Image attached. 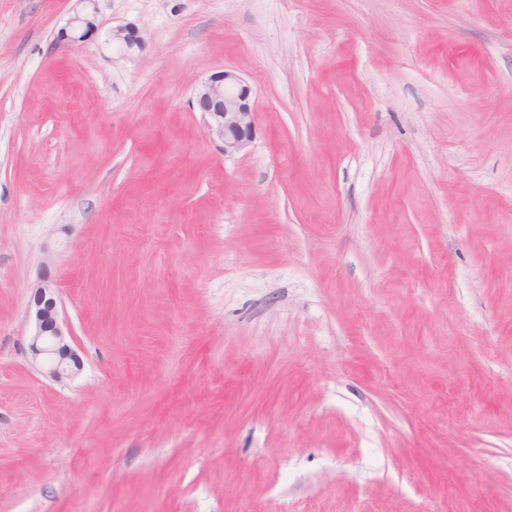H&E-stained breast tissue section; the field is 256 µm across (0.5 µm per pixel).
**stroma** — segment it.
<instances>
[{
	"instance_id": "1",
	"label": "stroma",
	"mask_w": 512,
	"mask_h": 512,
	"mask_svg": "<svg viewBox=\"0 0 512 512\" xmlns=\"http://www.w3.org/2000/svg\"><path fill=\"white\" fill-rule=\"evenodd\" d=\"M84 8L0 0V512H512V0ZM95 28L93 15L77 16L71 20L67 28L61 29L57 42L77 43L83 41ZM192 106L205 118V134L224 155L245 152L256 135L251 86L234 69L213 73L194 89ZM32 290L28 308L35 321L30 340L32 359L51 379H71L82 365L68 341L72 336L69 328L60 317L55 282L50 275L43 274Z\"/></svg>"
}]
</instances>
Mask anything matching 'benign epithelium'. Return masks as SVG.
<instances>
[{
	"instance_id": "obj_1",
	"label": "benign epithelium",
	"mask_w": 512,
	"mask_h": 512,
	"mask_svg": "<svg viewBox=\"0 0 512 512\" xmlns=\"http://www.w3.org/2000/svg\"><path fill=\"white\" fill-rule=\"evenodd\" d=\"M95 28L94 16H77L61 29L58 41L80 42ZM112 41L127 49L141 47V38L127 28L112 31ZM192 106L203 113L205 134L221 143L224 155L242 153L250 147L256 135L252 88L236 70L216 72L197 85ZM29 313L35 321L30 340L33 361L55 381L74 377L82 365L68 341L70 331L60 317L57 288L50 275L39 277L30 296Z\"/></svg>"
}]
</instances>
